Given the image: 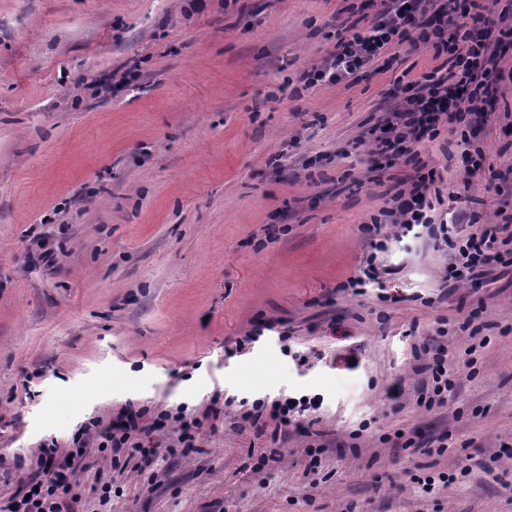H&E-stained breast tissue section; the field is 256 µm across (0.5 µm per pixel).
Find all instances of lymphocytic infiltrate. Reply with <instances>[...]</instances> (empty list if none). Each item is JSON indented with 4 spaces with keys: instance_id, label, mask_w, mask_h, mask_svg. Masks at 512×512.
<instances>
[{
    "instance_id": "obj_1",
    "label": "lymphocytic infiltrate",
    "mask_w": 512,
    "mask_h": 512,
    "mask_svg": "<svg viewBox=\"0 0 512 512\" xmlns=\"http://www.w3.org/2000/svg\"><path fill=\"white\" fill-rule=\"evenodd\" d=\"M488 0H414L412 6L384 8L379 21L368 29L357 23L340 25L336 31V52L330 68L304 72L305 84L334 82L356 72L381 49L410 42L446 54V66L422 74L413 82L412 95L393 112V120L375 139V154L391 159L401 156L406 145L434 141L440 134L442 118H451L459 134V160L467 176L484 171L485 154L477 131L485 123V103L499 78L496 48L512 39V20L500 15L491 21ZM434 172L415 161L410 190L391 186L388 216L394 217L403 232L421 228L436 247L453 240V227L435 223V206L429 193ZM457 243V242H454ZM458 245V260L471 282L484 278L491 262L500 260L496 237L488 232L470 234ZM417 373L424 379L417 393V408L429 411L445 406L454 381L448 372V348L437 342L415 354ZM321 407L319 397H285L272 402L257 400L244 408V421L258 423L270 416L276 428L298 424L301 417ZM200 422L184 409L162 410L147 418L145 410L127 405L114 413L108 425L92 421L73 439L74 448L60 452L57 445H42L36 458L41 476L37 489L23 504H9L7 512H76L79 501L73 489L82 460L90 451L103 453L112 469L146 471L153 463V449L143 447L140 437L146 431L171 429L178 445L195 447Z\"/></svg>"
}]
</instances>
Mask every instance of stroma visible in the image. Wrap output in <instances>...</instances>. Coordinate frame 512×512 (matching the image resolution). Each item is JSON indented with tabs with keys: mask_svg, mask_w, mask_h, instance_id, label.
Masks as SVG:
<instances>
[{
	"mask_svg": "<svg viewBox=\"0 0 512 512\" xmlns=\"http://www.w3.org/2000/svg\"><path fill=\"white\" fill-rule=\"evenodd\" d=\"M382 8L0 0V508L41 443L70 448L130 402L202 417L199 446L158 448L148 477L86 457L79 512H512V254L452 288L427 237L376 254L361 230L413 170L376 167L372 133L445 58L405 42L339 83L301 80L330 66L341 22ZM497 68L490 172L464 178L447 127L421 150L435 219L476 218L461 239L512 222V46ZM370 264L379 284L347 288ZM476 310L477 350L460 330ZM439 328L457 385L424 411L414 355ZM284 395L321 398L313 437L241 424L239 400ZM399 430L448 449L394 447ZM434 471L455 480L422 495L410 476ZM107 478L123 493L103 507Z\"/></svg>",
	"mask_w": 512,
	"mask_h": 512,
	"instance_id": "35a3bbf8",
	"label": "stroma"
}]
</instances>
